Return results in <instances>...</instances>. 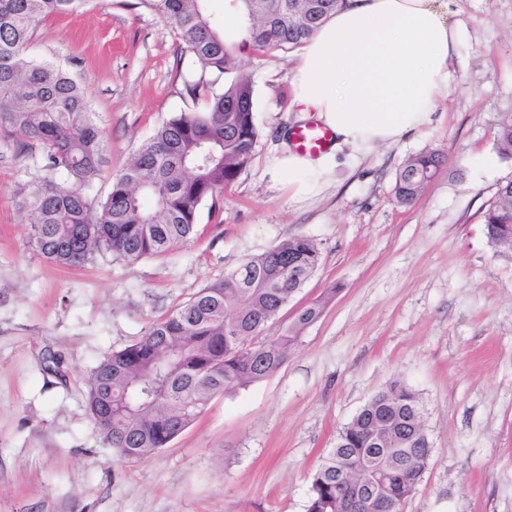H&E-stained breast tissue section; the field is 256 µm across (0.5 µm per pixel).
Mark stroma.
<instances>
[{"label":"stroma","instance_id":"obj_1","mask_svg":"<svg viewBox=\"0 0 512 512\" xmlns=\"http://www.w3.org/2000/svg\"><path fill=\"white\" fill-rule=\"evenodd\" d=\"M450 10L461 39L430 123L341 157L330 184L300 202L269 168L301 125L297 52L244 53L259 128L251 163L200 206L188 243L134 264L62 267L33 251L15 193L42 161L0 145V512H306L309 476L337 431L394 381L418 394L433 448L403 512H512V250L493 247L483 224L512 179L494 147L512 113V0ZM29 52L83 84L106 132L88 199L107 194L159 124L195 108L183 91L191 56L140 0L48 16ZM424 150L446 163L415 204L398 205L396 173ZM296 236L318 244L320 263L265 333L327 305L279 372L216 396L146 459L104 447L86 407L92 370L243 258ZM48 352L58 372L46 371Z\"/></svg>","mask_w":512,"mask_h":512}]
</instances>
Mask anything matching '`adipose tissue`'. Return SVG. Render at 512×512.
Masks as SVG:
<instances>
[{"label": "adipose tissue", "instance_id": "obj_1", "mask_svg": "<svg viewBox=\"0 0 512 512\" xmlns=\"http://www.w3.org/2000/svg\"><path fill=\"white\" fill-rule=\"evenodd\" d=\"M460 40L445 0H348L303 44L293 104L335 136L310 158L284 148L272 170L297 201L336 170L343 148L367 152L425 126L447 91Z\"/></svg>", "mask_w": 512, "mask_h": 512}]
</instances>
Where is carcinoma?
I'll return each mask as SVG.
<instances>
[{
	"label": "carcinoma",
	"instance_id": "cac0c4a2",
	"mask_svg": "<svg viewBox=\"0 0 512 512\" xmlns=\"http://www.w3.org/2000/svg\"><path fill=\"white\" fill-rule=\"evenodd\" d=\"M85 2L0 0V142L19 153L43 150V176L16 199L30 217L36 252L67 267L104 255L134 264L187 242L200 205L223 193L250 164L258 128L253 82L239 72L241 53L301 44L346 0H238L246 26L234 45L224 40L208 0H141L179 31L200 72L185 89L191 98H203L204 106L163 121L96 204L82 188L99 172L105 135L85 88L62 66L28 54L44 18L72 13ZM495 147L512 160V113L500 117ZM444 165L434 151L409 158L396 174V202L413 205ZM484 224L492 246L512 249V180L498 188ZM319 261L317 244L303 236L248 256L152 323L137 342L112 352L86 385L87 408L103 445L122 459L130 450L143 459L167 446L215 396L276 374L302 330L321 317L324 302L302 309L280 334L256 344L252 338ZM381 410L389 417L382 429L376 419ZM431 455L418 396L393 382L337 432L311 475L306 512H348L353 498L364 495L346 486L349 468L362 469L367 479L382 469L381 494L399 512Z\"/></svg>",
	"mask_w": 512,
	"mask_h": 512
}]
</instances>
